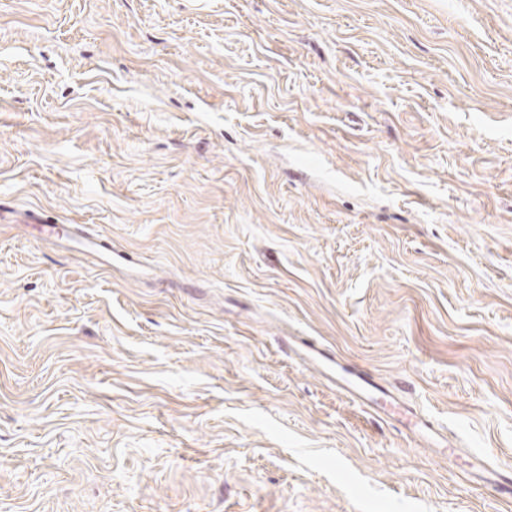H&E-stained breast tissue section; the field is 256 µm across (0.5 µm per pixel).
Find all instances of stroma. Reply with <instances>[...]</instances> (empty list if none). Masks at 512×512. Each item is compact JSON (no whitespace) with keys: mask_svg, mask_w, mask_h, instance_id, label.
Instances as JSON below:
<instances>
[{"mask_svg":"<svg viewBox=\"0 0 512 512\" xmlns=\"http://www.w3.org/2000/svg\"><path fill=\"white\" fill-rule=\"evenodd\" d=\"M471 452L512 464V0H0V512H512ZM48 227L49 235L44 237L45 241L75 250L96 267L112 269V247L108 239L88 231L84 224H68V228L63 231L58 230L55 224H50ZM303 354L305 357L301 360L305 364L318 365L336 389L355 404L376 414L380 413V408L386 414L400 408L392 390L375 381L370 372L342 364L337 357L314 345H304ZM412 431L417 432L426 442L441 447L448 442L445 436L435 428L431 420L426 418L422 412L413 409H404Z\"/></svg>","mask_w":512,"mask_h":512,"instance_id":"1","label":"stroma"}]
</instances>
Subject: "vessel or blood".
Instances as JSON below:
<instances>
[{"mask_svg": "<svg viewBox=\"0 0 512 512\" xmlns=\"http://www.w3.org/2000/svg\"><path fill=\"white\" fill-rule=\"evenodd\" d=\"M46 240L75 250L94 266L108 267L112 264V248L107 239L88 231L85 225L72 224L63 230L49 226ZM303 354L305 363L318 365L337 390L355 404L373 412L381 410L391 413L398 409L399 404L392 390L375 381L370 372L342 364L334 355L313 345L304 346ZM406 416L413 431L426 442L438 447L445 444V436L423 413L410 409ZM467 475L495 485L503 494L512 498L511 465L494 464L484 456L475 454L471 457Z\"/></svg>", "mask_w": 512, "mask_h": 512, "instance_id": "1", "label": "vessel or blood"}]
</instances>
